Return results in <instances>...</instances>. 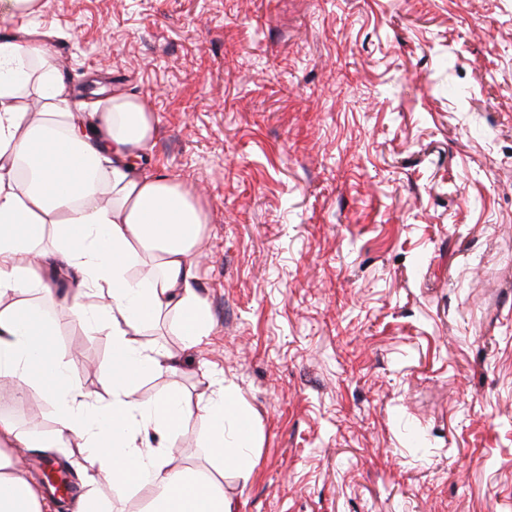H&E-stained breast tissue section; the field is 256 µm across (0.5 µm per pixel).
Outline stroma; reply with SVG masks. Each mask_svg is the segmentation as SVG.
I'll list each match as a JSON object with an SVG mask.
<instances>
[{
  "instance_id": "35a3bbf8",
  "label": "stroma",
  "mask_w": 512,
  "mask_h": 512,
  "mask_svg": "<svg viewBox=\"0 0 512 512\" xmlns=\"http://www.w3.org/2000/svg\"><path fill=\"white\" fill-rule=\"evenodd\" d=\"M74 98L156 118L149 155L208 214L195 289L137 342L176 359L139 400L194 411L171 464L239 512H512V0H42ZM104 394L106 330L60 322ZM231 383L254 466L222 467L196 408ZM0 379L39 437L52 403Z\"/></svg>"
}]
</instances>
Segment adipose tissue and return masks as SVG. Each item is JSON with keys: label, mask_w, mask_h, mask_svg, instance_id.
<instances>
[{"label": "adipose tissue", "mask_w": 512, "mask_h": 512, "mask_svg": "<svg viewBox=\"0 0 512 512\" xmlns=\"http://www.w3.org/2000/svg\"><path fill=\"white\" fill-rule=\"evenodd\" d=\"M36 83L38 107L21 97ZM155 132L147 103L116 91L89 112L66 97L47 44L0 41V377L18 397L50 401L55 435L39 440L0 418V512H57L56 501L22 468L19 448L76 447L92 474L71 512H99L94 483L150 492L145 512H237V503L201 471L173 468L170 448L191 408L176 393L136 399L140 381L175 369L171 354L142 347L139 329L174 312L186 346L211 332L193 287L208 215L174 176L143 160ZM147 264V276L132 269ZM74 286L61 306L72 322L106 326L112 373L106 397L83 390L53 348L54 321L29 304L33 290L54 301L46 278ZM209 446L237 470L252 465L248 444L224 447L226 420L242 422L230 388L203 408Z\"/></svg>", "instance_id": "1"}]
</instances>
